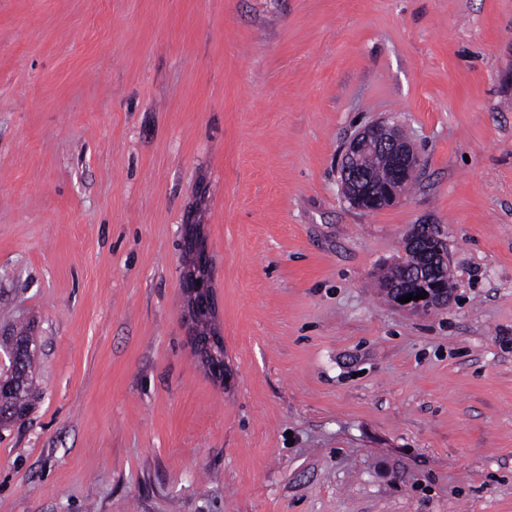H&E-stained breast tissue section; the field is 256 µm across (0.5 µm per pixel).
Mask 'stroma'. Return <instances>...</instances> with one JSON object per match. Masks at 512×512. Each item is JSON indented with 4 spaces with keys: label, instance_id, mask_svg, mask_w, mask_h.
I'll use <instances>...</instances> for the list:
<instances>
[{
    "label": "stroma",
    "instance_id": "35a3bbf8",
    "mask_svg": "<svg viewBox=\"0 0 512 512\" xmlns=\"http://www.w3.org/2000/svg\"><path fill=\"white\" fill-rule=\"evenodd\" d=\"M378 120L421 167L364 212L338 162ZM417 224L427 313L379 287ZM23 327L0 512H512V0H0ZM419 225L413 226L402 242L404 258L408 257L403 277L385 282L383 287L398 306L415 312H429L447 306L452 300L451 289L442 287L437 280L438 269L444 263L448 264V252L440 237L429 232L428 227ZM422 291L427 292V296L414 301ZM410 293H413V300L398 302V298L403 299ZM16 335L18 337H20L21 340H25V341L29 342L28 347H27V344L25 342L16 338L13 343V347H12V367H11V369L15 370L14 376H13V382H16V384L19 386V381L22 380V377H23L22 373H20V372L22 371V364L24 362V354H25L26 350H28V351L30 350L31 336H29L28 331H20ZM16 369H18V370H16ZM26 369H28V373L26 375V380L28 381L27 386L31 387V386H33L32 373L34 372L35 368H34V357L30 351L28 353H26V355H25V364L23 365V372H25ZM16 374H17V376H16Z\"/></svg>",
    "mask_w": 512,
    "mask_h": 512
}]
</instances>
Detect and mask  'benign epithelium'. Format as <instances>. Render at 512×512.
<instances>
[{
	"label": "benign epithelium",
	"mask_w": 512,
	"mask_h": 512,
	"mask_svg": "<svg viewBox=\"0 0 512 512\" xmlns=\"http://www.w3.org/2000/svg\"><path fill=\"white\" fill-rule=\"evenodd\" d=\"M377 157L391 171L389 181L376 186L364 183V163ZM420 166L415 144L396 126L375 122L363 127L345 144L340 158V188L344 199L363 211L377 212L394 206L403 198L406 178H414ZM402 248L408 264L400 279L383 284L393 302L405 295L427 292L418 301L401 304L415 312H429L446 306L452 300L451 290L438 282V269L448 262V252L443 240L415 225L405 235ZM27 344L19 339L12 347V370L0 375L6 380L12 371L22 369Z\"/></svg>",
	"instance_id": "obj_1"
}]
</instances>
